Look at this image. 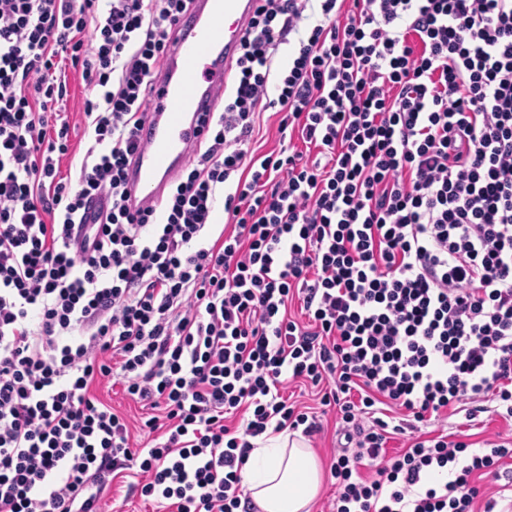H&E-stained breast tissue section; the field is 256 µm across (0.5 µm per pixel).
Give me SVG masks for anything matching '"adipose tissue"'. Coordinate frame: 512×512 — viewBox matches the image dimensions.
<instances>
[{
  "mask_svg": "<svg viewBox=\"0 0 512 512\" xmlns=\"http://www.w3.org/2000/svg\"><path fill=\"white\" fill-rule=\"evenodd\" d=\"M244 475L246 490L260 512H309L322 484L314 453L286 431L258 440Z\"/></svg>",
  "mask_w": 512,
  "mask_h": 512,
  "instance_id": "adipose-tissue-1",
  "label": "adipose tissue"
}]
</instances>
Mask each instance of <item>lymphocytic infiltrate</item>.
<instances>
[{
  "label": "lymphocytic infiltrate",
  "instance_id": "obj_1",
  "mask_svg": "<svg viewBox=\"0 0 512 512\" xmlns=\"http://www.w3.org/2000/svg\"><path fill=\"white\" fill-rule=\"evenodd\" d=\"M194 2L0 0V512H98L115 486L249 512L253 439L322 429L282 394L304 382L337 409L331 512H512L479 485L512 438L418 434L451 410L512 421V0H259L205 150L134 207L137 130ZM70 68L92 92L75 179ZM113 375L150 413L143 446L91 393ZM271 110L264 112L261 119L259 134V153H266L279 148L280 134L278 132L277 117L272 116Z\"/></svg>",
  "mask_w": 512,
  "mask_h": 512
}]
</instances>
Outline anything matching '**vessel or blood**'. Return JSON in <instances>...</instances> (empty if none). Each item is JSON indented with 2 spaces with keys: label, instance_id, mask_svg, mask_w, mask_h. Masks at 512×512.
<instances>
[{
  "label": "vessel or blood",
  "instance_id": "obj_1",
  "mask_svg": "<svg viewBox=\"0 0 512 512\" xmlns=\"http://www.w3.org/2000/svg\"><path fill=\"white\" fill-rule=\"evenodd\" d=\"M257 0H196L195 16L179 19L166 66L154 84L151 110L137 133L128 175L131 201L159 207L202 134L201 112L216 110L231 63Z\"/></svg>",
  "mask_w": 512,
  "mask_h": 512
}]
</instances>
